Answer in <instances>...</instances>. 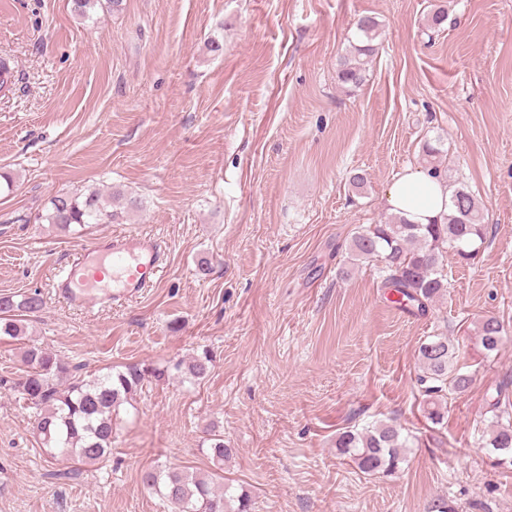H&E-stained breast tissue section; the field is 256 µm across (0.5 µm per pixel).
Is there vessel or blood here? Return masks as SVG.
<instances>
[{
  "label": "vessel or blood",
  "mask_w": 512,
  "mask_h": 512,
  "mask_svg": "<svg viewBox=\"0 0 512 512\" xmlns=\"http://www.w3.org/2000/svg\"><path fill=\"white\" fill-rule=\"evenodd\" d=\"M164 252L152 238L107 237L92 254H80L62 266L56 288L68 304L119 305L136 298L159 278Z\"/></svg>",
  "instance_id": "b4317fda"
}]
</instances>
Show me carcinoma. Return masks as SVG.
<instances>
[{
	"instance_id": "1",
	"label": "carcinoma",
	"mask_w": 512,
	"mask_h": 512,
	"mask_svg": "<svg viewBox=\"0 0 512 512\" xmlns=\"http://www.w3.org/2000/svg\"><path fill=\"white\" fill-rule=\"evenodd\" d=\"M357 43L339 62L338 80L346 87L363 84L367 66L377 47L379 22L362 16L356 22ZM430 169L440 171V140L425 144ZM119 213L109 210L100 196L90 193H60L53 196L45 213L37 221L53 224L63 231L87 224H112ZM486 225L477 199L463 186L451 189L450 209L440 224H409L392 215L382 224H374L359 233L352 243V260L381 263V287L395 297L394 303L413 314L424 315L429 306L445 296L444 257L453 252L467 261L484 242ZM42 308L37 294H0V336H25V317ZM479 343L486 355L497 353L504 344V327L494 316L484 318L478 328ZM418 360L429 383L427 419L434 424L444 419L443 401L448 391L465 390L471 377L460 372L453 344L446 336H435L421 343ZM26 365L14 388L37 410V431L50 457L80 465H95L112 454V434L117 408L132 398L144 383L161 381L168 370L138 363L92 379L81 377L80 368L71 366L50 350L30 345L23 352ZM212 356L206 349L192 357L185 368L187 377L206 378L212 368ZM496 424L487 439V447L512 456V402L505 391H496L491 404ZM408 440L392 424H379L364 431L351 430L336 439L340 453L350 455L366 474L393 472L404 462ZM232 449L224 446V436L213 435L210 455L215 469L197 474L169 467L148 468L142 482L167 502L172 512H249L245 493L233 494L224 486L221 474L224 459Z\"/></svg>"
}]
</instances>
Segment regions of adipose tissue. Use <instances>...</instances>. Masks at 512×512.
Returning a JSON list of instances; mask_svg holds the SVG:
<instances>
[{
    "label": "adipose tissue",
    "instance_id": "obj_1",
    "mask_svg": "<svg viewBox=\"0 0 512 512\" xmlns=\"http://www.w3.org/2000/svg\"><path fill=\"white\" fill-rule=\"evenodd\" d=\"M450 193L444 178L423 168H409L398 174L386 190L391 213L413 224H429L448 211Z\"/></svg>",
    "mask_w": 512,
    "mask_h": 512
}]
</instances>
